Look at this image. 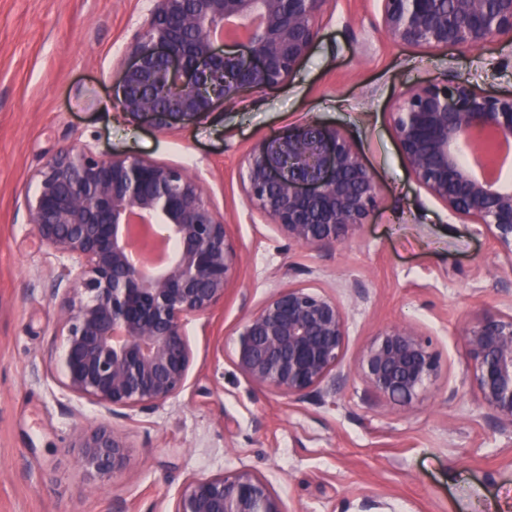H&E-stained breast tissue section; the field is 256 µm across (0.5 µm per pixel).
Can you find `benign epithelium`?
<instances>
[{
    "label": "benign epithelium",
    "mask_w": 512,
    "mask_h": 512,
    "mask_svg": "<svg viewBox=\"0 0 512 512\" xmlns=\"http://www.w3.org/2000/svg\"><path fill=\"white\" fill-rule=\"evenodd\" d=\"M329 0H153L118 70L113 97L132 121L158 129L198 119L244 89L277 85L309 53ZM391 40L435 50L512 40V0H381ZM391 123L417 184L450 215L485 227L512 261V187L466 165L482 145L512 140V93L468 81L409 85ZM251 209L304 248L341 245L377 205L374 173L339 129L310 122L256 143L245 160ZM28 223L64 260L52 295L64 300L58 363L64 390L114 417L152 411L188 383L186 325L224 301L240 254L201 181L182 168L65 147L26 198ZM470 378L498 430L512 434V312L466 329ZM345 312L336 298L304 286L271 295L241 323L238 370L256 387L301 400L334 397L351 381L409 407L433 383L440 354L412 320L381 327L353 372H343ZM77 462L106 477L121 471L127 444L102 422L72 440ZM171 512H285L249 468L194 477Z\"/></svg>",
    "instance_id": "7a95c632"
}]
</instances>
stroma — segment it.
<instances>
[{"label": "stroma", "mask_w": 512, "mask_h": 512, "mask_svg": "<svg viewBox=\"0 0 512 512\" xmlns=\"http://www.w3.org/2000/svg\"><path fill=\"white\" fill-rule=\"evenodd\" d=\"M152 0H0V512H171L189 478L246 466L286 512H357L366 497L394 512H512V437L487 418L467 372L468 325L512 311V268L481 225L450 216L410 174L390 108L408 85L463 76L512 92V41L482 49L413 48L381 28L379 0H330L294 75L250 88L200 121L159 130L124 117L112 97ZM310 122L340 129L374 171L380 200L327 250L288 242L249 211L245 158L260 140ZM89 145L186 169L203 182L242 260L210 316L187 326L188 385L147 413L114 420L129 446L111 477L86 473L71 447L104 410L70 396L54 367L60 260L38 241L24 199L60 149ZM303 275L289 276V265ZM306 286L346 315L342 367L378 329L416 321L441 368L402 407L349 382L336 398L295 400L255 387L233 362L243 318L273 293Z\"/></svg>", "instance_id": "35a3bbf8"}]
</instances>
